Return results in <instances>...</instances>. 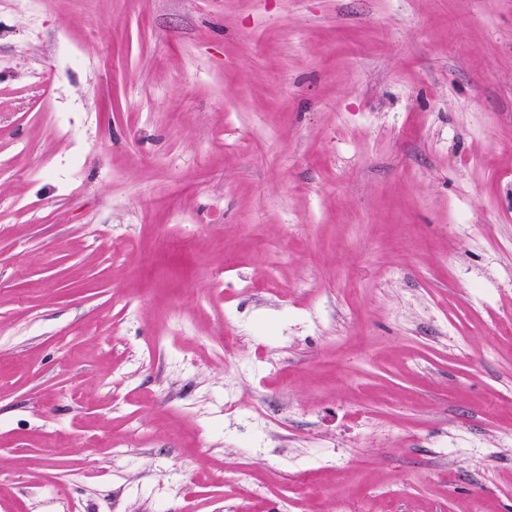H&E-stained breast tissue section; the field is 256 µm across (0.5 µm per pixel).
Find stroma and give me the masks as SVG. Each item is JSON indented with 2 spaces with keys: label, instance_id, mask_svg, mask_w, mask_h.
I'll use <instances>...</instances> for the list:
<instances>
[{
  "label": "stroma",
  "instance_id": "obj_1",
  "mask_svg": "<svg viewBox=\"0 0 512 512\" xmlns=\"http://www.w3.org/2000/svg\"><path fill=\"white\" fill-rule=\"evenodd\" d=\"M40 11L0 0V512H512V0Z\"/></svg>",
  "mask_w": 512,
  "mask_h": 512
}]
</instances>
